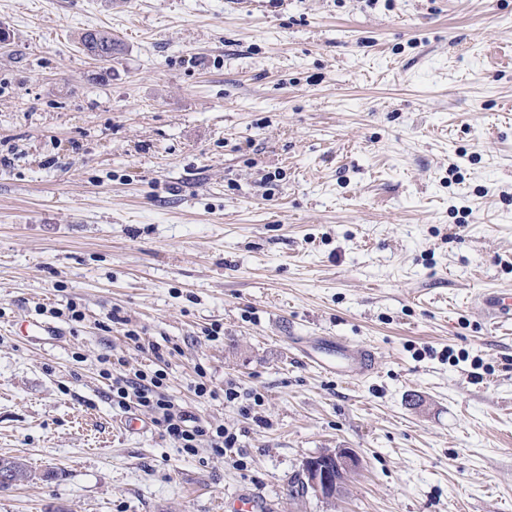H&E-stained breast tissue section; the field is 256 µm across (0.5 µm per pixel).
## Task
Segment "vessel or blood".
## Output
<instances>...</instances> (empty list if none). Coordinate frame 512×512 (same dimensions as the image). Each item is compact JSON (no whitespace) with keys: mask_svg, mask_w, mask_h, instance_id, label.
I'll return each mask as SVG.
<instances>
[{"mask_svg":"<svg viewBox=\"0 0 512 512\" xmlns=\"http://www.w3.org/2000/svg\"><path fill=\"white\" fill-rule=\"evenodd\" d=\"M478 310L491 323L512 322V292L480 296ZM305 359L319 371L342 375L350 382L362 380L374 370L369 350L335 336L320 337L314 351L306 353Z\"/></svg>","mask_w":512,"mask_h":512,"instance_id":"obj_1","label":"vessel or blood"}]
</instances>
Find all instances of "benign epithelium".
Listing matches in <instances>:
<instances>
[{
  "label": "benign epithelium",
  "instance_id": "obj_1",
  "mask_svg": "<svg viewBox=\"0 0 512 512\" xmlns=\"http://www.w3.org/2000/svg\"><path fill=\"white\" fill-rule=\"evenodd\" d=\"M360 457L350 448H338L312 456L302 466V483L314 496L334 501L361 470Z\"/></svg>",
  "mask_w": 512,
  "mask_h": 512
}]
</instances>
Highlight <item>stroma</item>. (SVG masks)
Instances as JSON below:
<instances>
[{
	"label": "stroma",
	"mask_w": 512,
	"mask_h": 512,
	"mask_svg": "<svg viewBox=\"0 0 512 512\" xmlns=\"http://www.w3.org/2000/svg\"><path fill=\"white\" fill-rule=\"evenodd\" d=\"M0 31V458L33 473L0 512H512V327L476 308L512 291V0H0ZM328 335L374 373L290 342ZM105 356L233 453L121 431ZM334 448L346 494L299 495ZM80 43L87 55L104 62L111 60L117 50L112 34L105 30L85 32L81 36ZM306 362L324 373L342 375L349 382L360 381L374 370L369 350L336 336H322L313 352L304 353ZM361 467V459L352 449L336 448L306 459L301 480L306 492L326 501H335Z\"/></svg>",
	"instance_id": "1"
}]
</instances>
